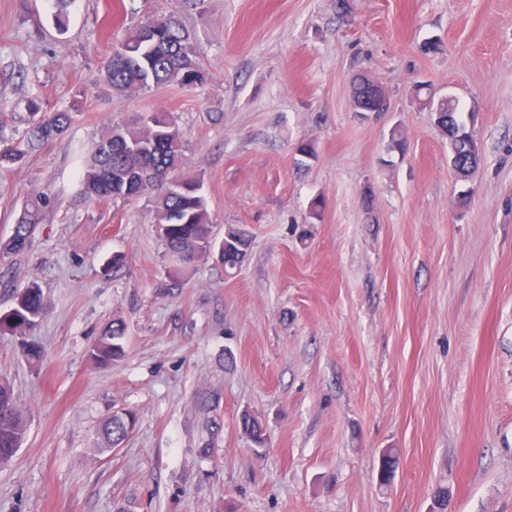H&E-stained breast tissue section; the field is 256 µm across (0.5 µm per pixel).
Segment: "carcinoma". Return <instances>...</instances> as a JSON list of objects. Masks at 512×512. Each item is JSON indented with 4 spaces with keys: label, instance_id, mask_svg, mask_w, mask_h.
<instances>
[{
    "label": "carcinoma",
    "instance_id": "carcinoma-1",
    "mask_svg": "<svg viewBox=\"0 0 512 512\" xmlns=\"http://www.w3.org/2000/svg\"><path fill=\"white\" fill-rule=\"evenodd\" d=\"M158 25L159 39L149 42L143 25L128 32L111 56L105 69V79L113 90L134 94L152 87L176 84L193 87L206 81V72L196 60L195 45L188 28L174 13L152 19ZM432 108L446 111L449 124L442 129L454 128L448 139L453 166L470 173L479 162V145L467 122H475L477 113H469V121L462 119L459 101L454 97L431 100ZM31 108L38 119L26 132V140L17 144H0V169L8 170L23 164L28 150L39 144L62 136L73 122L69 109L40 112L33 103ZM182 162V140L179 128L170 112H151L126 126L111 128L94 145L91 163L80 177V195L88 200L112 198V184L128 175L138 176L128 186V193L119 195L129 200L146 193L154 194V223L170 255L178 256L181 265L193 263L199 256L219 252L224 271L239 268L251 246L249 233L241 228L229 227L224 237L215 242L209 222L207 200L203 193L204 182L200 177H181L173 188L167 175L177 171ZM47 198L35 194L25 202L15 220L8 242L0 250L21 254L31 245L38 224L43 221ZM47 313L43 292L35 284L16 295L15 305L0 315V335L16 337L22 356L31 364L42 358L41 347L30 335ZM127 325L115 318L95 340L90 359L97 365H109L125 354ZM136 426V415H124L104 420L99 436L103 449L121 445ZM240 429L253 444L261 448L266 444L265 428L256 416L245 413L240 418ZM28 421L17 406L10 386L0 382V464L8 463L26 436ZM379 478L391 481L396 459L393 449L380 454Z\"/></svg>",
    "mask_w": 512,
    "mask_h": 512
}]
</instances>
